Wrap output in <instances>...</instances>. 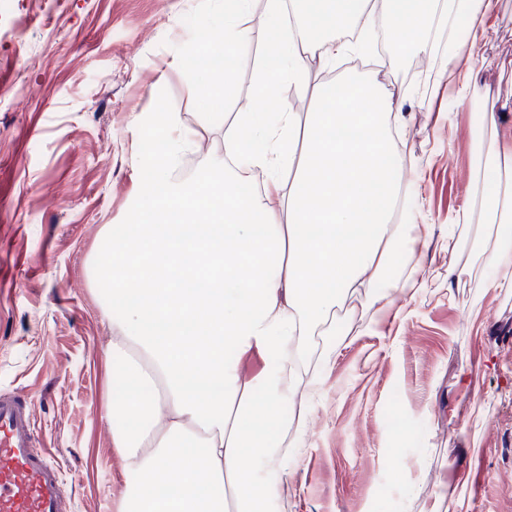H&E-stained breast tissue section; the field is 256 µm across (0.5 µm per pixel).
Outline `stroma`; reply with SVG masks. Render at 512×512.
<instances>
[{
    "instance_id": "35a3bbf8",
    "label": "stroma",
    "mask_w": 512,
    "mask_h": 512,
    "mask_svg": "<svg viewBox=\"0 0 512 512\" xmlns=\"http://www.w3.org/2000/svg\"><path fill=\"white\" fill-rule=\"evenodd\" d=\"M251 7L262 22L237 55L234 113L253 109L254 60L279 34L263 0ZM492 21L463 98L437 54L355 52L323 73L370 75L407 114L397 159L415 163L403 178H419L433 234L418 289L388 269L385 317L350 295L335 335L307 339L332 357L288 454L302 489L275 512H512V288L491 287L477 225L453 222L482 141L512 124L496 106L512 93L496 69L512 58V0ZM193 37L223 43L215 0H0V392L31 398L72 512H121L132 482L112 443L125 422L104 411L112 291L97 265L136 201L140 128L152 112L177 113L185 133L209 125L175 164L189 176L224 148V117L201 114L180 63Z\"/></svg>"
}]
</instances>
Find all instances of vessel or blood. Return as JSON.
<instances>
[{"instance_id":"b4317fda","label":"vessel or blood","mask_w":512,"mask_h":512,"mask_svg":"<svg viewBox=\"0 0 512 512\" xmlns=\"http://www.w3.org/2000/svg\"><path fill=\"white\" fill-rule=\"evenodd\" d=\"M0 512H72L52 449L39 447L31 403L0 393Z\"/></svg>"}]
</instances>
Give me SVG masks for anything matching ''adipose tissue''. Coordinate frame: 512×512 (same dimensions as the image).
<instances>
[{
    "mask_svg": "<svg viewBox=\"0 0 512 512\" xmlns=\"http://www.w3.org/2000/svg\"><path fill=\"white\" fill-rule=\"evenodd\" d=\"M252 0H224V45L195 42L200 81L193 91L209 112L223 111L237 87L229 62L214 77L206 62L253 42ZM498 0H264L279 37L253 68L257 105L235 113L212 172L182 182L172 166L186 139L169 112L148 115L146 153L128 223L112 227L102 273L120 309L105 351L121 389L106 412L125 469L136 478L124 512H271L297 493L283 404L317 393L320 374H304L301 342L335 332L334 309L364 295L374 316L391 305L378 277L397 257L413 264L431 235L417 198L393 162L392 95L369 76L308 82V61L325 70L368 47L374 20L397 52H434L435 27L469 22L472 42L490 41ZM310 88L306 115L269 108L282 84ZM265 179L252 191L255 171ZM482 215L493 241L485 265L493 285L512 288V128L486 146L455 223ZM266 366L248 377L232 357Z\"/></svg>",
    "mask_w": 512,
    "mask_h": 512,
    "instance_id": "ef3b65f1",
    "label": "adipose tissue"
}]
</instances>
